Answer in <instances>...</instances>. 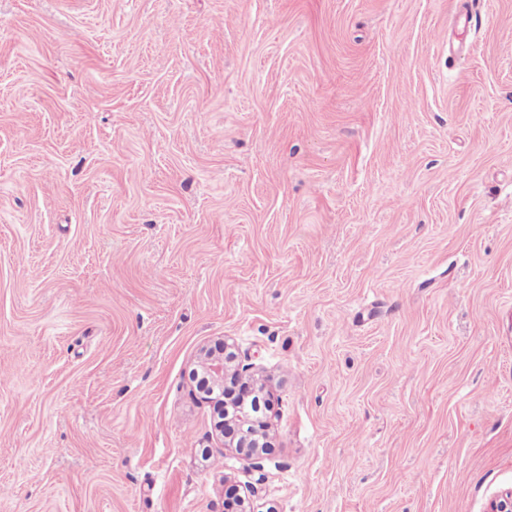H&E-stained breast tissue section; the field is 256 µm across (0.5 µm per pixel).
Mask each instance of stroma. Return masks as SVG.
Masks as SVG:
<instances>
[{
    "mask_svg": "<svg viewBox=\"0 0 512 512\" xmlns=\"http://www.w3.org/2000/svg\"><path fill=\"white\" fill-rule=\"evenodd\" d=\"M469 2L0 0V512L512 491V0ZM224 346V352L215 354L210 349H205L199 356L198 368L192 370V379L196 381L197 376L201 373L202 383H206V387L202 390L201 385L198 389L200 392L205 394V398L213 402V409L215 412L216 406H218V398H212V395L216 389L223 392L224 386H227L230 380H233L239 384L258 383L264 387L267 384V376H257L248 373L251 367L249 365H241L237 362V356L232 351V355L228 356V350L233 348V345L228 341L222 340L220 342ZM265 388V387H264ZM224 434V447L235 448V451L247 461L261 459L263 451L259 441L264 435L269 438V424L260 416L254 415L242 409L231 419L225 420L224 429H219Z\"/></svg>",
    "mask_w": 512,
    "mask_h": 512,
    "instance_id": "obj_1",
    "label": "stroma"
}]
</instances>
